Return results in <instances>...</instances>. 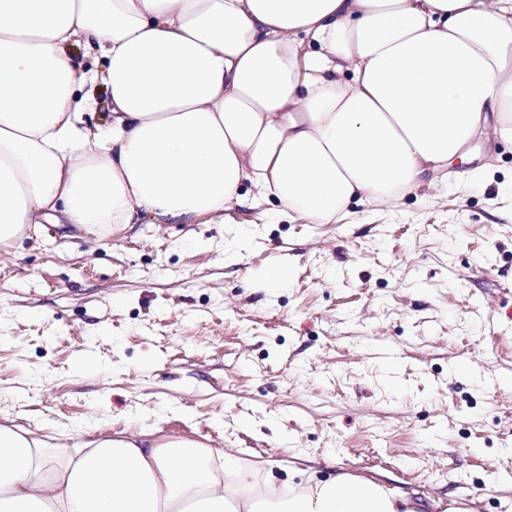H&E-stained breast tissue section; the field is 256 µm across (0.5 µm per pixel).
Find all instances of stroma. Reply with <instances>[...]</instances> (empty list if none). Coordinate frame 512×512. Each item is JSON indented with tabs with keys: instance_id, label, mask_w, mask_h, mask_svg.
Wrapping results in <instances>:
<instances>
[{
	"instance_id": "35a3bbf8",
	"label": "stroma",
	"mask_w": 512,
	"mask_h": 512,
	"mask_svg": "<svg viewBox=\"0 0 512 512\" xmlns=\"http://www.w3.org/2000/svg\"><path fill=\"white\" fill-rule=\"evenodd\" d=\"M475 153L333 224L42 225L0 258V417L512 512V148Z\"/></svg>"
}]
</instances>
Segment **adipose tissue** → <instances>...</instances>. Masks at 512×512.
I'll use <instances>...</instances> for the list:
<instances>
[{
  "instance_id": "adipose-tissue-1",
  "label": "adipose tissue",
  "mask_w": 512,
  "mask_h": 512,
  "mask_svg": "<svg viewBox=\"0 0 512 512\" xmlns=\"http://www.w3.org/2000/svg\"><path fill=\"white\" fill-rule=\"evenodd\" d=\"M106 87L112 120L86 126ZM512 144V0H0V252L39 224H194L243 185L321 223ZM179 437L0 421V512H419Z\"/></svg>"
}]
</instances>
